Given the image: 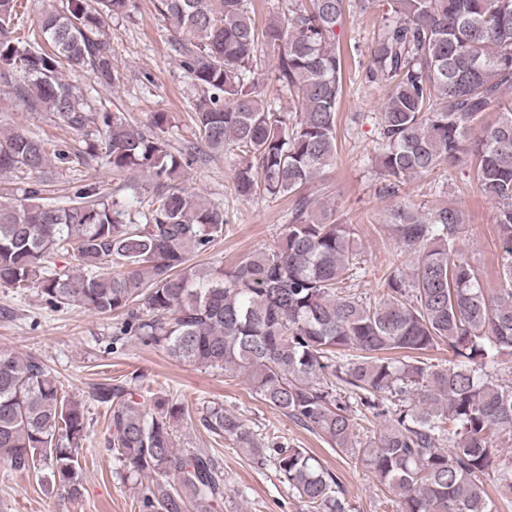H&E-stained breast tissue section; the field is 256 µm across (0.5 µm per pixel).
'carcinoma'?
Here are the masks:
<instances>
[{
  "label": "carcinoma",
  "mask_w": 512,
  "mask_h": 512,
  "mask_svg": "<svg viewBox=\"0 0 512 512\" xmlns=\"http://www.w3.org/2000/svg\"><path fill=\"white\" fill-rule=\"evenodd\" d=\"M371 47L366 80L388 87L379 113L380 175L395 189L411 177L476 157V176L495 208L500 288L489 296L460 252L466 223L455 206L423 214L391 209L389 226L411 274L396 269L374 300L352 292L362 270L353 227L314 213L299 191L336 161L344 57L336 29L374 0H288L258 29L249 0H160L174 49L203 91L192 108L198 154L235 148L243 198L297 196L277 245L229 269L190 264L224 236V211L181 186L183 161L165 136L167 114L146 124L93 107L66 69L100 84L117 79L105 18L130 0H60L41 12V40L14 36L16 0H0V77L17 74V95L62 126L94 137L93 153L114 173L138 171L127 199L82 184L65 206L44 202L34 182L0 201V285L37 289L52 308L114 314L126 337L162 348L179 363L246 375L255 395L310 428L332 448L361 456L399 496L396 512H496L484 477L512 499V459L493 437L512 436V386L494 381L512 355V0H392ZM273 48L275 78L292 109L261 98L259 46ZM495 121L478 125L491 106ZM70 164L35 134L0 135V171L44 172ZM57 256L72 268L52 264ZM448 347L432 364L426 352ZM344 396L336 395V392ZM109 407L108 450L127 477L156 476L140 512H220L224 466L206 448H176L186 409L167 398L98 383ZM384 419L355 441L358 420ZM203 426L234 441L295 491L308 512H348L335 474L304 448L260 442L221 406ZM82 403L65 395L47 365L0 352V462L34 470L45 484L82 495Z\"/></svg>",
  "instance_id": "1"
}]
</instances>
